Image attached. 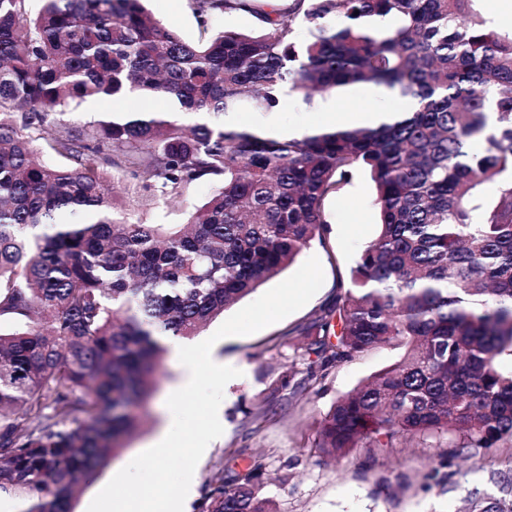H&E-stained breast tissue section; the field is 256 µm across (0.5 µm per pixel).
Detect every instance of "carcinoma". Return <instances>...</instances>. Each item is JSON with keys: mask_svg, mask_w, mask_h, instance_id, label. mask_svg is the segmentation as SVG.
<instances>
[{"mask_svg": "<svg viewBox=\"0 0 512 512\" xmlns=\"http://www.w3.org/2000/svg\"><path fill=\"white\" fill-rule=\"evenodd\" d=\"M41 2L32 16L26 0H0V496L73 512L144 424L162 338L198 335L324 241L326 202L356 170L373 186L377 235L297 335L318 381L379 348L399 356L336 399L316 447L382 453L445 435L427 480L512 447V371L497 364L512 355V33L491 29L477 0H189L195 41L143 0ZM239 11L259 33L209 28ZM376 17L400 23L382 33ZM362 83L412 108L299 139L224 121L271 112L284 91L308 103ZM148 97L202 121L64 119L88 100ZM203 183L211 194L181 224L129 216L142 196L185 202ZM264 469L258 458L213 474L202 512H278ZM492 480L512 496V457ZM467 501L507 512L501 498Z\"/></svg>", "mask_w": 512, "mask_h": 512, "instance_id": "obj_1", "label": "carcinoma"}]
</instances>
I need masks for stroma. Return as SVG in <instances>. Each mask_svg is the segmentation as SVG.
<instances>
[{
	"label": "stroma",
	"instance_id": "1",
	"mask_svg": "<svg viewBox=\"0 0 512 512\" xmlns=\"http://www.w3.org/2000/svg\"><path fill=\"white\" fill-rule=\"evenodd\" d=\"M146 6L168 29L187 40L198 39V23L188 0H147ZM372 105L363 85L356 84L315 96L308 103L292 96L276 111L240 112L229 116L227 122L270 136L298 138L322 126L324 113ZM372 199L371 183L357 171L349 184L328 200L329 232L324 242H312L297 257L301 263L318 257L324 271L323 285L305 306L259 332L226 337L213 346V360L233 362L243 374L224 389V433L195 469L190 512H201L205 484L213 472L236 475L257 457L266 465L262 492L274 501L278 512H464L465 491L450 490L445 481H422L423 474L438 464L439 438L401 443L375 458L364 448L336 459L315 448L320 422L331 405L389 365L396 357L394 351L381 348L341 363L325 380L297 394L280 383L281 376L291 370L297 377L305 376L309 358L296 349L293 332L335 300L358 253L374 237L377 212ZM180 386L178 364L165 358L158 374V391L145 406L150 415L147 424L84 485L73 503L74 512H87L109 480L170 425L166 400ZM400 473L409 478L410 489L397 493L381 487L382 479Z\"/></svg>",
	"mask_w": 512,
	"mask_h": 512
}]
</instances>
